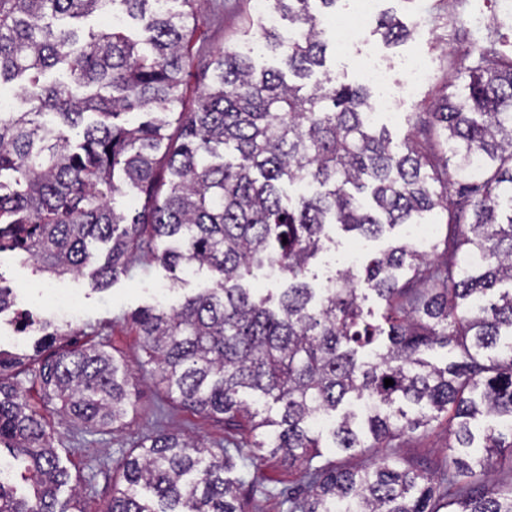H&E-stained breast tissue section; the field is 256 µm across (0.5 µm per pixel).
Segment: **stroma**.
Returning a JSON list of instances; mask_svg holds the SVG:
<instances>
[{
	"label": "stroma",
	"instance_id": "stroma-1",
	"mask_svg": "<svg viewBox=\"0 0 512 512\" xmlns=\"http://www.w3.org/2000/svg\"><path fill=\"white\" fill-rule=\"evenodd\" d=\"M201 8L202 21L190 44L183 87L184 105L189 110L194 108L201 86L212 79L217 49L224 46L249 51L243 25L247 18L259 15L255 0H202ZM376 9L394 11L410 29V38L391 45L369 27L359 43L343 47L333 32H326V68L334 83L353 85L363 83L362 64L366 59L387 69V89H374L372 97H390V108L377 111L373 120L375 126L387 128L393 146H402L411 133L414 113L433 111L445 90L463 88L466 77L461 59L465 53L491 44L502 56L512 58V0H468L465 12L453 20L448 17V0H377ZM413 62L424 68L429 78L406 93L402 87L410 79L409 65ZM408 231V225L403 224L386 237L365 240L329 227L333 242L312 261L309 282L321 287L334 261L344 252L355 248L369 258L389 241H408ZM42 280L23 253H0V286L11 289L13 297L12 308L0 314V350L23 361L17 381L28 401L42 414L61 463L69 470L72 485L78 487L79 496L74 500L69 497V487L60 492L61 499L70 500L76 512H100L119 479L117 461L143 436L157 429L192 436L212 449L241 437L237 426L193 413L162 396L150 377L151 367L131 321L141 309L159 303L177 306L186 297L211 287L208 271L174 273L145 256L103 288L95 286L87 268L62 279V286L77 293L81 300L76 321L65 329L67 336L81 344L105 343L129 368V380L136 392V414L129 426L113 433L94 432L72 422L59 403L47 399L34 378L41 361L34 343L41 335L39 324L47 315L37 290ZM387 453L434 470L443 467L448 458L447 421L439 420L427 432L393 441ZM260 471L263 492L247 485L241 489L250 512H286L288 493L306 483L302 467L288 466L278 455L265 457Z\"/></svg>",
	"mask_w": 512,
	"mask_h": 512
}]
</instances>
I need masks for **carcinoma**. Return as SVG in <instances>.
<instances>
[{"label": "carcinoma", "mask_w": 512, "mask_h": 512, "mask_svg": "<svg viewBox=\"0 0 512 512\" xmlns=\"http://www.w3.org/2000/svg\"><path fill=\"white\" fill-rule=\"evenodd\" d=\"M181 2L171 13L156 0H112L143 33L132 38L53 24L98 12L101 0H0V86L17 82L26 105L0 112V251L20 250L57 278L93 264L100 288L145 251L171 271H210L213 287L132 322L167 399L241 427L255 449L236 445L244 460L269 448L304 465L306 491L285 499L287 512H512V482L486 485L492 457L512 465V288L485 301L512 284V60L480 49L463 90L418 117L395 150L368 122L365 87L309 82L325 64L321 17L340 0H271L294 25L288 36L259 20L245 27L303 83L222 47L190 112L181 87L202 14L200 0ZM377 28L390 43L410 37L390 12ZM52 69L65 79L41 83ZM132 112L146 120L119 122ZM47 113L71 127L86 113L97 120L73 146L39 121ZM287 183L317 190L293 199ZM122 193L138 202L131 217L109 205ZM440 213L447 233L430 251L395 243L361 273L339 269L322 288L306 280L328 226L376 238ZM98 243L109 244L102 258ZM477 252L485 261L468 265ZM265 266L288 275L276 301L246 287ZM361 283L384 303L378 321L364 313ZM451 344L459 360L423 358ZM43 352L41 386L83 427L113 432L136 412L125 365L105 345L54 332ZM19 364L0 352V446L25 457L32 491L19 497L0 480V512H68L58 494L70 474L39 412L4 378ZM246 390L280 416L251 411ZM445 412L448 450L462 454L442 470L389 456L363 470L317 464L319 418L347 451L385 448ZM481 417L508 426L485 428L478 447ZM118 469L105 512H244V479L224 477L230 455L182 434L145 436Z\"/></svg>", "instance_id": "1"}]
</instances>
